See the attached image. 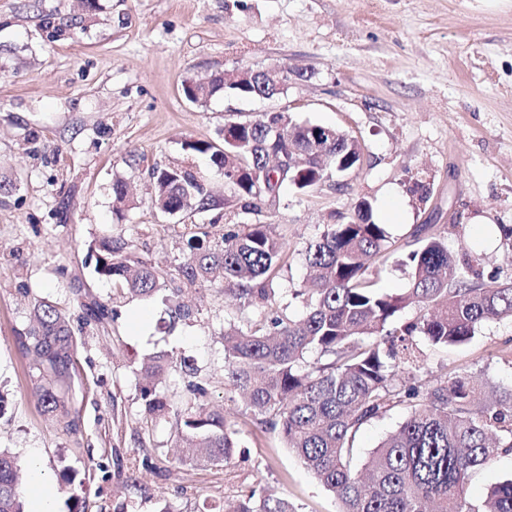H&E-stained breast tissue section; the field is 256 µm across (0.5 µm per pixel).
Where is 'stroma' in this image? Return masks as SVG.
<instances>
[{
    "label": "stroma",
    "instance_id": "obj_1",
    "mask_svg": "<svg viewBox=\"0 0 512 512\" xmlns=\"http://www.w3.org/2000/svg\"><path fill=\"white\" fill-rule=\"evenodd\" d=\"M287 66L301 73L272 98L182 94L183 80ZM281 111L339 128L362 145L342 182L241 215L269 224L284 244L275 309H306L309 245L359 200L407 212L388 225L389 248L370 262L377 288L409 286L402 264L420 225L445 236L480 282L512 280V0H0V448L30 484L40 465L54 512H224L256 487L299 512L339 503L275 431L257 424L224 384V330L259 316L219 283L184 287L192 314H171L166 291L128 295L95 271L101 241L123 244L169 272L189 258L185 227L223 224L221 210L165 215L152 205L153 168L194 166L214 195L231 192L190 141L222 144L229 121ZM131 202L113 212L115 181ZM430 187L419 201L417 184ZM48 301L78 342L66 431L44 414L41 380L18 341L34 305ZM106 305L113 320H88ZM172 355L156 384L172 414L144 412L140 365ZM424 384L459 372L485 391L512 389V319L480 326L462 347L420 342ZM196 377L200 397L187 387ZM223 412L240 428L230 465L178 462V414Z\"/></svg>",
    "mask_w": 512,
    "mask_h": 512
}]
</instances>
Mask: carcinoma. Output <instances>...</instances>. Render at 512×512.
Wrapping results in <instances>:
<instances>
[{"label": "carcinoma", "mask_w": 512, "mask_h": 512, "mask_svg": "<svg viewBox=\"0 0 512 512\" xmlns=\"http://www.w3.org/2000/svg\"><path fill=\"white\" fill-rule=\"evenodd\" d=\"M251 76L252 83L242 91L224 84V75H215L196 102L218 91L269 97L283 90L262 71ZM187 148L209 156L244 212L279 198L286 183L304 192L328 168L352 171L360 160L356 142L346 134L318 125L311 130L286 112H266L231 125L220 147L196 141ZM152 179L154 201L165 208L207 211L225 205L208 189L205 175L191 167L155 168ZM186 243L194 258L178 270L184 283L209 282L219 272L224 290L241 306L275 302L283 243L271 225L229 229L214 239L192 230ZM387 243L385 227L374 221L366 201L346 222L327 225L307 248L306 262L314 275L295 293L303 298L306 315L294 321L267 312L255 324L226 328L224 381L245 397L256 422L278 431L286 447L334 494L339 512H512V478L491 485L479 504L464 493L474 471L512 451V390L480 402L472 378L456 373L424 389L415 355L418 337L438 346H460L482 324L511 318L512 281H472L471 262L450 261L444 238L434 234L418 240L419 246L406 256L409 288L389 294L369 281L367 266L368 258L385 251ZM95 270L144 297L172 279L166 270L125 255L123 246L110 242L96 251ZM410 304L417 306L415 316L398 321V313ZM19 340L45 380L39 393L44 412L72 430L70 365L76 344L69 319L42 301ZM312 352L324 360L306 361ZM171 363L169 355L159 354L142 364L150 378L142 390L149 414L169 412L154 380ZM395 407L404 411L403 421L357 470L360 429ZM183 425L189 445L206 449L207 461H233L238 431L224 414H188ZM19 470L15 458L0 450V512H23ZM229 512L299 510L286 497L252 489L230 502Z\"/></svg>", "instance_id": "obj_1"}]
</instances>
